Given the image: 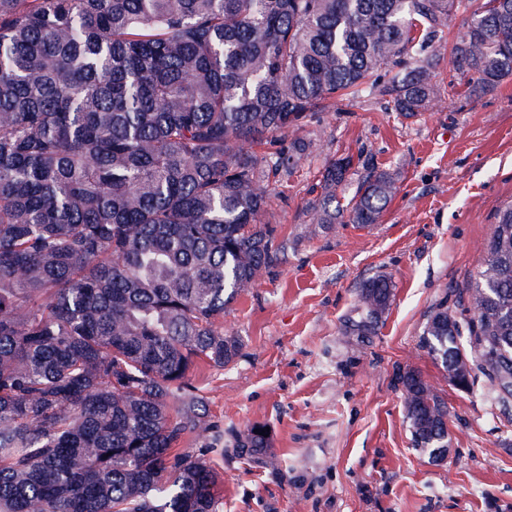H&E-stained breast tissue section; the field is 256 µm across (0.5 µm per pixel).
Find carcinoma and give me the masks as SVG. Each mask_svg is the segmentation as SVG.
<instances>
[{
	"instance_id": "cac0c4a2",
	"label": "carcinoma",
	"mask_w": 512,
	"mask_h": 512,
	"mask_svg": "<svg viewBox=\"0 0 512 512\" xmlns=\"http://www.w3.org/2000/svg\"><path fill=\"white\" fill-rule=\"evenodd\" d=\"M457 14L453 64L491 91L512 75V0H0V512H219L218 473L174 447L200 423L193 367L239 352L224 307L284 257L260 217L309 156L295 132L367 90L404 118L436 108L429 48ZM318 185L323 225L376 224L396 191L361 154ZM465 295L424 345L508 408L512 203ZM390 300L365 282L361 327ZM401 380L416 446L442 459L447 403ZM268 449L236 438L256 463Z\"/></svg>"
}]
</instances>
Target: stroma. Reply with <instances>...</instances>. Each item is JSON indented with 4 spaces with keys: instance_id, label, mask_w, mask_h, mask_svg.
<instances>
[{
    "instance_id": "stroma-1",
    "label": "stroma",
    "mask_w": 512,
    "mask_h": 512,
    "mask_svg": "<svg viewBox=\"0 0 512 512\" xmlns=\"http://www.w3.org/2000/svg\"><path fill=\"white\" fill-rule=\"evenodd\" d=\"M436 46L442 102L406 119L374 96L308 117L311 154L273 192L283 261L224 309L240 344L224 368L198 362L191 384L204 414L176 450L220 475V512H512V422L483 383L462 391L423 344L432 309L456 306L482 259L497 212L512 201V77L468 95L469 74ZM367 154L397 191L371 226L310 221L318 171ZM392 284L389 309L358 334L363 283ZM414 372L448 404V453L415 446L400 377ZM269 430L267 464L238 455L236 437Z\"/></svg>"
}]
</instances>
